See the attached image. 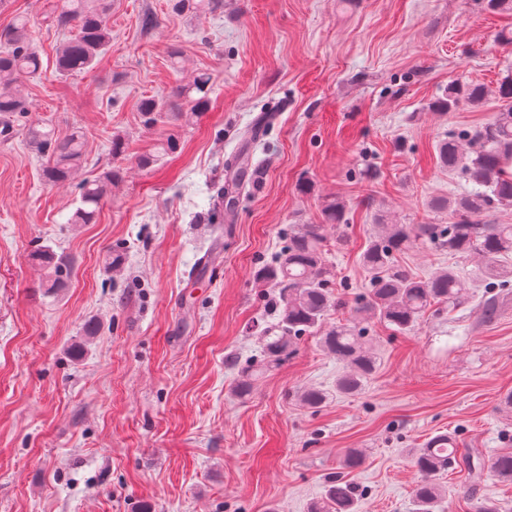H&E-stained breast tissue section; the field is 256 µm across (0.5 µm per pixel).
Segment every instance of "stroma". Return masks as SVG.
Masks as SVG:
<instances>
[{
    "mask_svg": "<svg viewBox=\"0 0 512 512\" xmlns=\"http://www.w3.org/2000/svg\"><path fill=\"white\" fill-rule=\"evenodd\" d=\"M8 2L0 31L30 16L43 70L20 87L26 119L0 137V512H308L353 449L364 458L349 475L363 491L359 512H415L412 452L442 433L486 465L442 473L435 512H474L483 495L512 512V481L487 465L512 451V287L490 322L474 280L461 305L433 307L410 333L368 321L377 367L357 393L337 394L346 366L315 333L248 396L234 390L272 321L255 271L294 225L324 226L329 288L345 303L330 310L334 323L369 287L359 258L377 210L447 223L432 203L467 184L440 167L437 145L492 118L493 93L512 73V45L497 41L512 15L473 0H222L200 13L175 0H111L108 52L62 79L55 57L69 33L50 22L57 0ZM144 13L157 20L148 32ZM202 72L212 76L205 112L141 123L142 99ZM454 79L484 85L487 99L433 111ZM263 114L251 166L262 188L240 194L228 224L217 191ZM37 121L82 130L83 176L120 170L96 223H71L74 183L44 179L26 133ZM171 138L163 163L139 165ZM334 196L347 223L323 222ZM44 246L74 267L53 295L32 259ZM401 260L421 277L479 268L426 246ZM89 319L98 335H83ZM309 389L327 401L305 406Z\"/></svg>",
    "mask_w": 512,
    "mask_h": 512,
    "instance_id": "stroma-1",
    "label": "stroma"
}]
</instances>
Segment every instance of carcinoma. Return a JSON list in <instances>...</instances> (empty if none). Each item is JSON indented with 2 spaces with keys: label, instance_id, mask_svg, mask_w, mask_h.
Here are the masks:
<instances>
[{
  "label": "carcinoma",
  "instance_id": "obj_1",
  "mask_svg": "<svg viewBox=\"0 0 512 512\" xmlns=\"http://www.w3.org/2000/svg\"><path fill=\"white\" fill-rule=\"evenodd\" d=\"M109 9L106 0H58L56 26L74 31L58 52L60 75L89 69L104 56L112 41L107 23ZM30 28V18L19 15L10 28L0 32L4 45L0 51V117L29 112L13 84L22 77L34 78L41 70L40 59L30 47ZM209 85L210 77L201 73L165 99L142 101L139 111L144 125H154L171 114L198 116L207 102ZM486 94L487 89L480 84L452 80L432 103V109L453 112L462 103L482 102ZM495 95L498 107L491 120L473 130L450 133L439 144L438 160L442 166L473 185L459 201L438 203V208L449 211L448 223H392L387 214H377L380 232L361 256L363 266L371 273L370 292L356 307V316L376 318L407 333L414 330L431 306L457 305L466 288V273L449 268L422 278L398 260V255L422 244L450 255L484 260L481 282L489 298L484 302L483 314L488 321L495 319L496 299L491 293L512 285V269L508 267L512 224H493L487 217L512 207V76L503 78ZM29 143L32 150L45 157V177L50 182L69 180L85 162V139L78 130L61 136L49 125L35 126L29 132ZM118 177L119 171L111 170L99 179L80 183L78 206L70 223H94L109 186ZM322 214L327 224L347 223L342 201L328 202ZM323 243L322 225L298 224L288 233V243L273 264L256 271L257 279L271 289L270 302L277 322L271 334L261 337L260 358L242 368L245 380L239 382L237 394L251 389L246 377L277 367L293 351L296 340L313 330H323L324 346L350 366L337 381L336 393L357 392L376 369V357L362 347L361 334L351 326L323 327L326 312L334 305ZM35 259L46 270L41 287L49 291L64 287L73 276L72 266L48 247L38 251ZM414 463L422 476L414 490L415 512H433L441 495L437 477L449 467H474L473 456L460 452L456 439L447 433L416 449ZM490 468L498 477L512 480V452L496 456ZM357 501L352 483L344 472L338 471L328 477L324 494L311 505L310 512H357Z\"/></svg>",
  "mask_w": 512,
  "mask_h": 512
}]
</instances>
